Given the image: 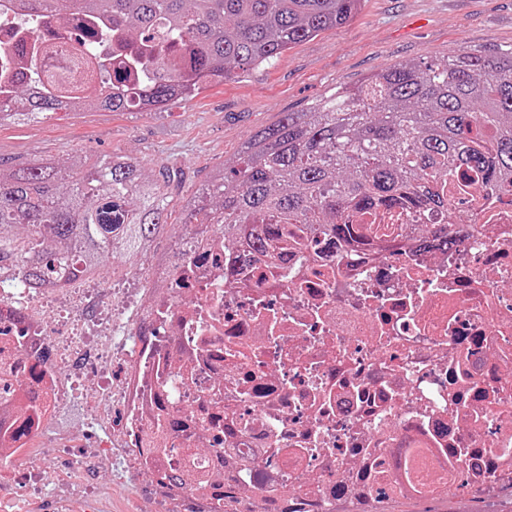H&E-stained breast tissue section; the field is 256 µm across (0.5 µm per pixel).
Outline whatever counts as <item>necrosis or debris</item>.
<instances>
[{
    "instance_id": "4bbe7bcc",
    "label": "necrosis or debris",
    "mask_w": 512,
    "mask_h": 512,
    "mask_svg": "<svg viewBox=\"0 0 512 512\" xmlns=\"http://www.w3.org/2000/svg\"><path fill=\"white\" fill-rule=\"evenodd\" d=\"M21 19L0 0V53L10 80L28 76L29 46L60 47L77 30ZM448 217L382 208L356 228L394 240L378 251L289 229L271 258L244 267L222 235L184 236L180 260L153 256L150 297L131 325L94 340L62 332L124 299L67 281L39 295L0 283V462L43 512H77L107 459L128 462L162 512H394L408 499L456 496L472 512L512 505V204L489 195L453 243L416 238ZM124 361L120 385L102 374ZM101 418L124 413L110 440L85 447L62 416L76 379ZM424 453L427 481L405 475L404 449ZM66 497L43 490L56 476Z\"/></svg>"
}]
</instances>
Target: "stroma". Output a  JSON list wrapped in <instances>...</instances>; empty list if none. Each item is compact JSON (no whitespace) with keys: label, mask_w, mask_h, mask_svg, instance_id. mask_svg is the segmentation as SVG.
Here are the masks:
<instances>
[{"label":"stroma","mask_w":512,"mask_h":512,"mask_svg":"<svg viewBox=\"0 0 512 512\" xmlns=\"http://www.w3.org/2000/svg\"><path fill=\"white\" fill-rule=\"evenodd\" d=\"M512 47V0H364L345 25L284 52L271 64L209 85L163 112L88 107L50 120L0 121V172L36 159L126 155L163 171L168 224L155 245L167 248L182 224L186 198L257 129L285 113L355 88L405 60L441 63L462 49ZM91 512H148L141 485L101 472Z\"/></svg>","instance_id":"stroma-1"}]
</instances>
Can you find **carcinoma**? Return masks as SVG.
Listing matches in <instances>:
<instances>
[{"instance_id": "cac0c4a2", "label": "carcinoma", "mask_w": 512, "mask_h": 512, "mask_svg": "<svg viewBox=\"0 0 512 512\" xmlns=\"http://www.w3.org/2000/svg\"><path fill=\"white\" fill-rule=\"evenodd\" d=\"M362 0H16L17 11L54 19L61 9L104 16L112 27L84 35H126L140 52L113 74L104 98L72 86L63 70H38L54 88L0 90V118L46 120L61 99L122 112L192 97L212 81L272 63L294 45L347 23ZM70 111V108L63 109ZM479 187L512 189V48L463 49L439 65L406 61L358 90L339 91L308 112H288L251 135L183 209L197 224L237 238L260 260L298 224L353 239L352 211L399 205L465 208ZM159 175L114 155L38 159L0 175V261L32 292L135 259L167 226ZM448 244V225L417 240Z\"/></svg>"}]
</instances>
